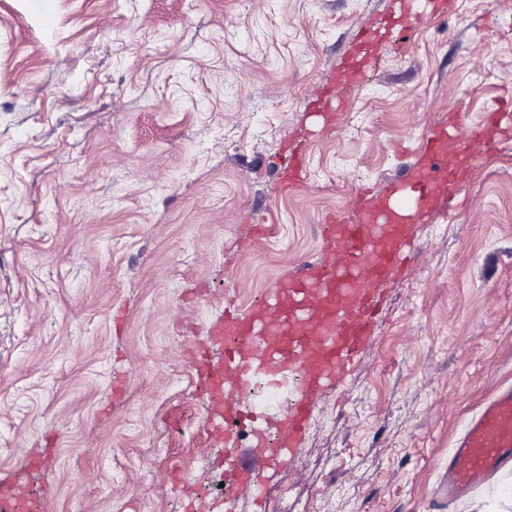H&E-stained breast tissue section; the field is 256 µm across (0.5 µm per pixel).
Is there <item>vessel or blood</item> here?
Segmentation results:
<instances>
[{"mask_svg": "<svg viewBox=\"0 0 512 512\" xmlns=\"http://www.w3.org/2000/svg\"><path fill=\"white\" fill-rule=\"evenodd\" d=\"M478 132L449 138L446 129L430 136L418 161L405 169L402 181L420 207L456 189L448 166L449 153L464 160L475 157ZM391 192L364 194L346 216H331L320 226L323 241L336 244L346 259L302 265L267 292L277 310L267 320L252 307L224 320V362L235 377L230 389L246 390L251 362L266 360L269 374L279 378L281 368L300 373L302 392L283 409L288 440L266 449L267 466H284L297 447L314 412V392L327 381L341 379L370 334L374 291L397 271L403 245L417 235L392 208ZM512 459V390L498 394L472 421L448 465L449 495L471 487Z\"/></svg>", "mask_w": 512, "mask_h": 512, "instance_id": "b4317fda", "label": "vessel or blood"}]
</instances>
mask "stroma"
<instances>
[{
  "instance_id": "1",
  "label": "stroma",
  "mask_w": 512,
  "mask_h": 512,
  "mask_svg": "<svg viewBox=\"0 0 512 512\" xmlns=\"http://www.w3.org/2000/svg\"><path fill=\"white\" fill-rule=\"evenodd\" d=\"M400 0H0V485L46 512H253L228 462L288 512H478L512 463L455 499L468 423L512 387V134L482 145L450 209L377 290L369 339L285 467L282 408L233 436L198 365L211 327L327 257L317 226L394 181L433 129L512 124V0H414L426 24L317 101ZM307 172L288 191L289 157Z\"/></svg>"
}]
</instances>
